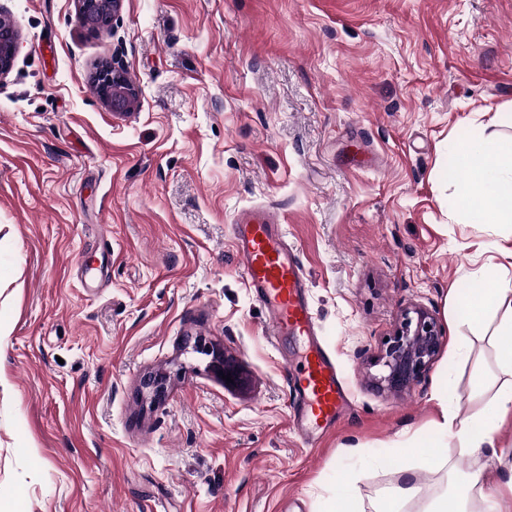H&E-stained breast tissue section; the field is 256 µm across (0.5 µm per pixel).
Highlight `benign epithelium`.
<instances>
[{
    "mask_svg": "<svg viewBox=\"0 0 512 512\" xmlns=\"http://www.w3.org/2000/svg\"><path fill=\"white\" fill-rule=\"evenodd\" d=\"M123 0H80V17L90 28L105 26L121 11ZM19 45V34L0 16V79L12 67ZM99 96L113 112H130L138 103V88L128 70L114 61L97 71ZM442 347L438 320L430 309L413 305L403 310L398 327L388 337L373 365L383 373L375 383L390 392H401L419 382L437 359Z\"/></svg>",
    "mask_w": 512,
    "mask_h": 512,
    "instance_id": "benign-epithelium-1",
    "label": "benign epithelium"
}]
</instances>
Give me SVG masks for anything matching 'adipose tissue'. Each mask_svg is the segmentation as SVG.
Segmentation results:
<instances>
[{
  "instance_id": "ef3b65f1",
  "label": "adipose tissue",
  "mask_w": 512,
  "mask_h": 512,
  "mask_svg": "<svg viewBox=\"0 0 512 512\" xmlns=\"http://www.w3.org/2000/svg\"><path fill=\"white\" fill-rule=\"evenodd\" d=\"M457 166L461 172L457 186L458 202L473 220L483 224H512V168L502 165L512 160V136L496 133L481 135L459 144ZM462 321L482 325L492 311H503L505 319L489 339L497 349L498 386L485 416H463L456 408L452 384L437 392L441 419L436 424L437 438L421 450L423 462L436 471H445L448 483L443 493L425 496L414 470L403 471L401 481L386 488L373 502V512H512L504 500L476 498L482 470L457 475L455 455L479 454L490 449L488 461L493 479L512 494V466L501 469L494 454L495 433L512 416V276L498 269L484 272L482 286L456 304Z\"/></svg>"
}]
</instances>
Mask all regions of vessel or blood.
<instances>
[{
	"instance_id": "1",
	"label": "vessel or blood",
	"mask_w": 512,
	"mask_h": 512,
	"mask_svg": "<svg viewBox=\"0 0 512 512\" xmlns=\"http://www.w3.org/2000/svg\"><path fill=\"white\" fill-rule=\"evenodd\" d=\"M233 238L244 284L266 308L274 331L315 335L309 279L287 225L266 211L246 209L233 224ZM293 387L300 398L295 421L303 435L335 424L348 405V393L335 364L316 344L308 345Z\"/></svg>"
}]
</instances>
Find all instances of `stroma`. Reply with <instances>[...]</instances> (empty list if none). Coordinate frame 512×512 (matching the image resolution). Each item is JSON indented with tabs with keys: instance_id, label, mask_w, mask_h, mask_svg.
<instances>
[{
	"instance_id": "obj_1",
	"label": "stroma",
	"mask_w": 512,
	"mask_h": 512,
	"mask_svg": "<svg viewBox=\"0 0 512 512\" xmlns=\"http://www.w3.org/2000/svg\"><path fill=\"white\" fill-rule=\"evenodd\" d=\"M0 9L20 37L0 82V512H372L435 440L442 382L484 409L496 349L454 300L512 224L459 213L448 149L512 135V0H124L98 29L78 0ZM115 57L129 112L93 89ZM253 206L297 243L351 393L312 442L287 379L305 342L274 335L237 262ZM412 304L444 344L393 393L366 359Z\"/></svg>"
}]
</instances>
